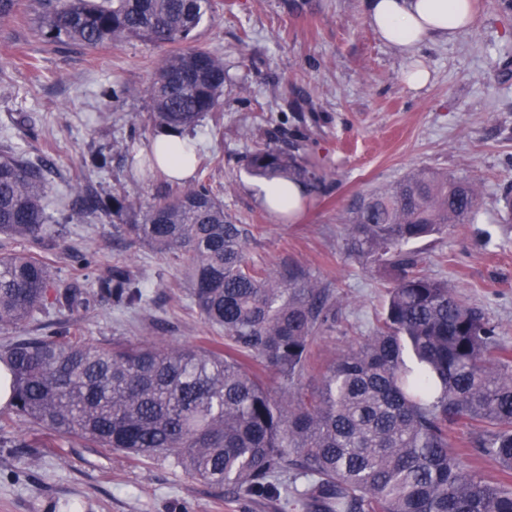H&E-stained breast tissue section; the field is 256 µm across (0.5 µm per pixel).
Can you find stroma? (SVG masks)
<instances>
[{"mask_svg":"<svg viewBox=\"0 0 512 512\" xmlns=\"http://www.w3.org/2000/svg\"><path fill=\"white\" fill-rule=\"evenodd\" d=\"M475 26L451 43L424 46L431 72L424 87L403 83L406 59L382 42L364 16V0H212L192 45L224 60V105L194 130L201 173L224 207L252 232L250 262L275 271L296 264L336 293V320L313 349L303 380L311 385L354 338L369 335L388 274L362 267L345 250L341 217L360 196L421 169L478 179L473 223L453 224L421 255L428 276L447 280L469 306L499 325L512 350V11L476 0ZM39 0H19L0 21V147L22 148L54 169L53 223L40 257L55 276L74 273L73 253L94 254L89 307L68 318L87 342L154 338L195 346L224 338L195 309L173 255L116 234L111 222L78 215L79 184L148 208L177 182L148 164L130 167L118 147H148L147 89L167 46L132 39L87 48L44 37ZM120 89L119 100L108 98ZM26 121L16 125L17 114ZM299 153L326 177L294 217L273 214L259 197L260 178L245 159L255 144ZM127 265L146 292L119 310L98 280ZM0 512H288L276 499L236 498L167 464L77 438L49 435L0 414Z\"/></svg>","mask_w":512,"mask_h":512,"instance_id":"obj_1","label":"stroma"}]
</instances>
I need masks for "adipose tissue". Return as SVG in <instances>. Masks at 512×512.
I'll list each match as a JSON object with an SVG mask.
<instances>
[{"label":"adipose tissue","instance_id":"obj_1","mask_svg":"<svg viewBox=\"0 0 512 512\" xmlns=\"http://www.w3.org/2000/svg\"><path fill=\"white\" fill-rule=\"evenodd\" d=\"M471 3L472 0H365V17L383 42L410 57L404 80L418 88L430 77L419 57L420 50L430 42L453 41L471 28L475 23ZM306 194L303 184L291 181L273 180L261 187L263 203L276 213L284 209L296 213Z\"/></svg>","mask_w":512,"mask_h":512}]
</instances>
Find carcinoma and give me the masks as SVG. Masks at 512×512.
I'll use <instances>...</instances> for the list:
<instances>
[{
    "label": "carcinoma",
    "mask_w": 512,
    "mask_h": 512,
    "mask_svg": "<svg viewBox=\"0 0 512 512\" xmlns=\"http://www.w3.org/2000/svg\"><path fill=\"white\" fill-rule=\"evenodd\" d=\"M40 31L88 48L133 38L174 49L154 67L148 121L186 133L224 104V59L181 48L211 0H41ZM246 168L268 181L314 188L322 176L293 152L265 145ZM48 165L0 149V238L42 243ZM80 210L125 219L119 232L182 257L200 316L224 343L173 347L149 339L89 343L59 322L47 336L0 347L12 376L11 414L51 433L134 458L160 460L248 499L281 498L292 512H512V484L464 467L453 427L475 426L476 446L512 472V353L497 325L466 305L448 281L418 269L407 249L471 224L480 183L419 170L350 207L345 246L361 265L396 272L377 325L342 349L315 388L303 390L312 345L336 294L309 274H276L248 261L251 231L194 180L141 211L112 209L73 187ZM70 279L34 253L0 251V327L53 310L87 308L91 262L75 254ZM117 307L144 292L115 263L99 279ZM279 385L270 386L264 372Z\"/></svg>",
    "instance_id": "obj_1"
}]
</instances>
